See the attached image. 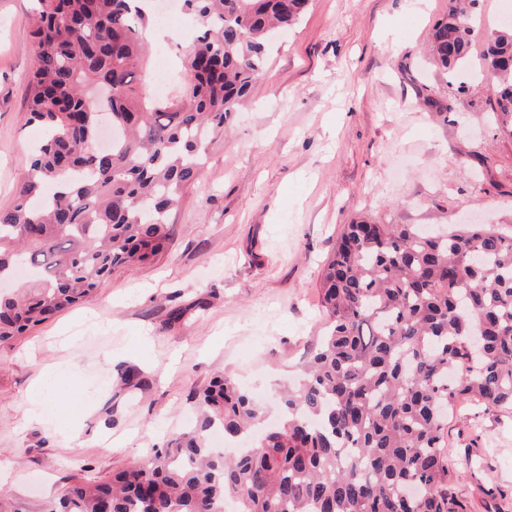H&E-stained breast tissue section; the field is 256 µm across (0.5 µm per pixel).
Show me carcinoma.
I'll use <instances>...</instances> for the list:
<instances>
[{
    "mask_svg": "<svg viewBox=\"0 0 512 512\" xmlns=\"http://www.w3.org/2000/svg\"><path fill=\"white\" fill-rule=\"evenodd\" d=\"M146 0H35L29 120L45 136L16 203L0 210V271L34 276L0 294V343L106 286L112 271L159 256L171 212L201 178L265 65L276 31L308 0H180L197 34L178 94L150 99L139 60ZM471 15L435 24L445 69L470 63ZM495 116L512 134V28L485 37ZM116 136L94 147L102 115ZM328 330L281 414L229 375L194 393L193 430L100 483L68 487L50 512H467L452 490L448 416L466 399L512 409V228L345 225L320 278ZM224 438L255 443L228 457Z\"/></svg>",
    "mask_w": 512,
    "mask_h": 512,
    "instance_id": "carcinoma-1",
    "label": "carcinoma"
}]
</instances>
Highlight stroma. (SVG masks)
<instances>
[{
  "label": "stroma",
  "instance_id": "35a3bbf8",
  "mask_svg": "<svg viewBox=\"0 0 512 512\" xmlns=\"http://www.w3.org/2000/svg\"><path fill=\"white\" fill-rule=\"evenodd\" d=\"M32 0H0V210L43 132L28 120ZM512 0H479L468 68L427 54L448 0H310L268 46L266 69L166 253L0 344V491L7 512H47L71 478L94 482L189 430V393L226 372L276 419L322 336L319 272L345 224L512 226V135L493 120L483 37ZM135 370L139 385L119 382ZM48 388H40L44 374ZM39 418H32V411ZM468 512L512 493V410L464 402L448 421Z\"/></svg>",
  "mask_w": 512,
  "mask_h": 512
}]
</instances>
